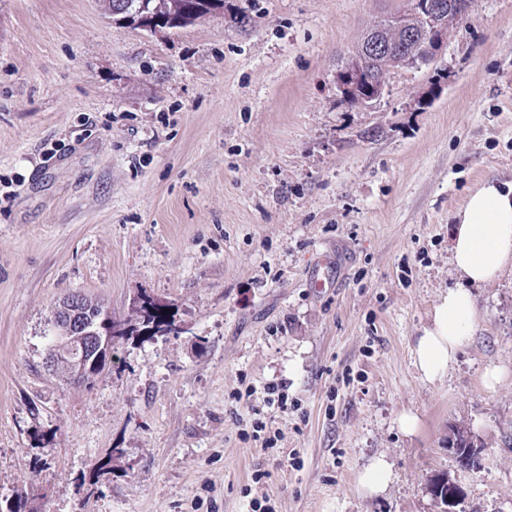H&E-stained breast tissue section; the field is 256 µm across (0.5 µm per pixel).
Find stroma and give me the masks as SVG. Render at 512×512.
Listing matches in <instances>:
<instances>
[{
	"label": "stroma",
	"instance_id": "obj_1",
	"mask_svg": "<svg viewBox=\"0 0 512 512\" xmlns=\"http://www.w3.org/2000/svg\"><path fill=\"white\" fill-rule=\"evenodd\" d=\"M408 6L224 0L150 32L99 0H0V512L20 491L25 512H436L442 472L468 512H512V270L475 289L444 378L412 363L455 213L512 182V0H471L431 65L341 105L349 49ZM75 293L126 319L151 297L182 332L66 383L45 357ZM279 382L297 409L264 406ZM380 455L393 479L363 496ZM429 487H433L430 495L432 496L437 508L446 506L445 499L448 497V507L442 509L447 512H450V507L454 505L456 499L459 498L464 491L458 482L452 479L448 480V475L444 473L435 475L431 478L428 483V488Z\"/></svg>",
	"mask_w": 512,
	"mask_h": 512
}]
</instances>
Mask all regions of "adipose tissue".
<instances>
[{
	"instance_id": "ef3b65f1",
	"label": "adipose tissue",
	"mask_w": 512,
	"mask_h": 512,
	"mask_svg": "<svg viewBox=\"0 0 512 512\" xmlns=\"http://www.w3.org/2000/svg\"><path fill=\"white\" fill-rule=\"evenodd\" d=\"M454 220L450 263L457 283L439 296L413 351L414 366L428 382L447 374L474 334L473 288L512 269V184L485 181L469 194Z\"/></svg>"
}]
</instances>
